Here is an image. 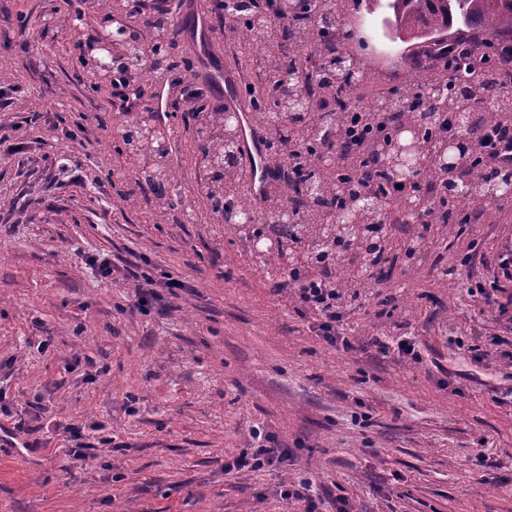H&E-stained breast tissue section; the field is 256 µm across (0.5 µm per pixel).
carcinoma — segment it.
Here are the masks:
<instances>
[{"label": "carcinoma", "instance_id": "obj_1", "mask_svg": "<svg viewBox=\"0 0 512 512\" xmlns=\"http://www.w3.org/2000/svg\"><path fill=\"white\" fill-rule=\"evenodd\" d=\"M344 0H299L297 7L279 0H235L224 13V22L242 20L251 28L248 42L261 50L264 78L260 86L247 91L258 122L273 124L278 136L300 139L318 157V164L300 169L288 179V205L268 210L264 215L247 211L242 189L247 173L238 163L237 122L224 125V115L190 110L192 119L204 120L210 130L211 151L206 158L210 171L208 197L218 207L220 220L240 225L241 235L255 239L265 235L259 228H277L275 241L279 258L290 260L289 269H324L333 265L345 284L367 287L374 278L385 276L389 265L400 255L393 245H382L373 231L388 224L404 223V197H391L387 190L398 184L396 168L388 153L377 150L380 140H395L399 131L412 124L417 128L411 162L415 177L429 182L414 192L427 223L437 226L434 236L420 238L400 248L407 259L428 248L448 247L447 227L462 223V213H477L486 205L512 202L502 190L505 176L485 175L474 167L449 170L441 164L440 153L448 136L444 132L446 114L456 125L470 129L483 94L497 89L499 116L512 119V80L497 74L493 62L480 64L457 59L455 38L450 31H467L480 42L512 40V0H369L370 10L384 7V18L392 33L402 39L422 41L431 52L408 61L407 74L399 85L377 95L371 104L361 105L358 88L361 76L355 58L343 49ZM273 12L288 13V26L270 22ZM176 16L155 23L153 64L143 67L146 50L130 43L124 49L126 71L138 78L172 77V47L166 40ZM362 113L363 126L377 129L369 140L357 143L356 161L336 163V158L319 150L320 136L310 134L324 119L328 136L348 141L349 114ZM153 117L148 112H128L119 124L124 151L135 160L139 177L166 204L180 197L179 187L169 180L164 163L166 149L157 147L150 135ZM375 188H365L366 182ZM352 209L356 224L351 242L336 234V219Z\"/></svg>", "mask_w": 512, "mask_h": 512}]
</instances>
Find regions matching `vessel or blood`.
<instances>
[{
    "instance_id": "b4317fda",
    "label": "vessel or blood",
    "mask_w": 512,
    "mask_h": 512,
    "mask_svg": "<svg viewBox=\"0 0 512 512\" xmlns=\"http://www.w3.org/2000/svg\"><path fill=\"white\" fill-rule=\"evenodd\" d=\"M185 43L196 55L198 72L219 96L225 111L235 115L239 129V156L250 173L248 192L255 200H263L273 181V172L266 161V147L249 103L243 98L240 78L222 53L213 50L214 42L222 40L213 28L205 0H185L182 6Z\"/></svg>"
}]
</instances>
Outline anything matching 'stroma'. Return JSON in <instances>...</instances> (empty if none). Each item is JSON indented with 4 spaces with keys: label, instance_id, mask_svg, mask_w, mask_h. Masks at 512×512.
Listing matches in <instances>:
<instances>
[{
    "label": "stroma",
    "instance_id": "1",
    "mask_svg": "<svg viewBox=\"0 0 512 512\" xmlns=\"http://www.w3.org/2000/svg\"><path fill=\"white\" fill-rule=\"evenodd\" d=\"M107 0H0V405L25 420L0 446V512H512V204L491 206L440 255L398 258L342 303L336 340L273 254L216 223L196 123L175 106L170 159L196 207L159 212L114 147L111 86L89 90L65 21L100 29ZM362 95L395 86L412 50L384 10L346 0ZM78 179L46 182L65 148ZM18 156H9L14 145ZM109 260L104 277L95 262ZM466 268L490 300L449 284ZM159 284L135 308V275ZM185 282L166 289L168 280ZM407 341L415 351L399 354ZM80 428L86 459L54 421ZM261 431L287 463L225 473Z\"/></svg>",
    "mask_w": 512,
    "mask_h": 512
}]
</instances>
